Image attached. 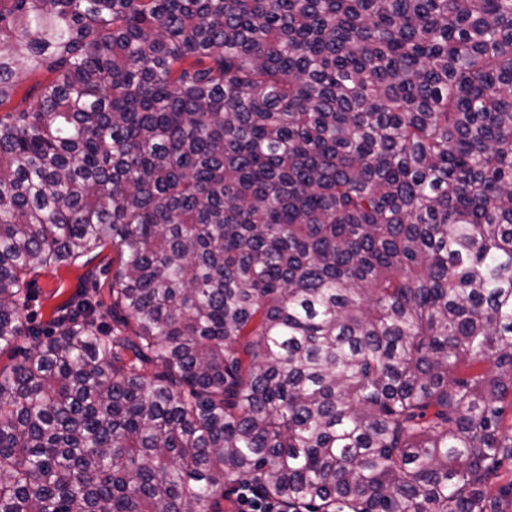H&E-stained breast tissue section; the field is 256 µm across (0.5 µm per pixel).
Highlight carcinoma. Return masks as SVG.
<instances>
[{
	"mask_svg": "<svg viewBox=\"0 0 512 512\" xmlns=\"http://www.w3.org/2000/svg\"><path fill=\"white\" fill-rule=\"evenodd\" d=\"M37 73L0 512H502L512 0H0V107ZM109 243V302L30 325L27 277Z\"/></svg>",
	"mask_w": 512,
	"mask_h": 512,
	"instance_id": "obj_1",
	"label": "carcinoma"
}]
</instances>
